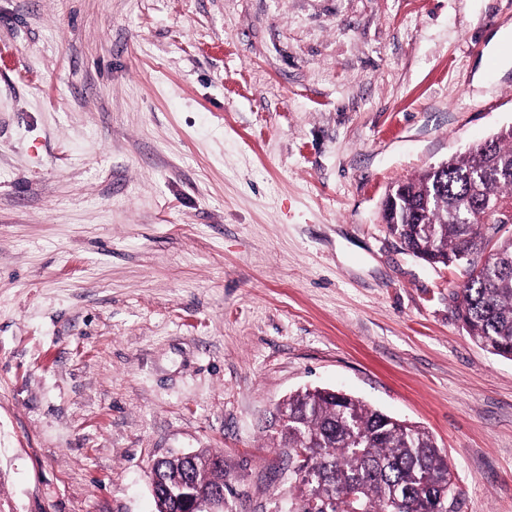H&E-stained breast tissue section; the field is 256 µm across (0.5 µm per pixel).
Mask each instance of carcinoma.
<instances>
[{
  "label": "carcinoma",
  "instance_id": "carcinoma-1",
  "mask_svg": "<svg viewBox=\"0 0 512 512\" xmlns=\"http://www.w3.org/2000/svg\"><path fill=\"white\" fill-rule=\"evenodd\" d=\"M392 191L397 206L383 212L389 232L427 262L470 256L452 293L455 309L476 344L512 359V234H499L494 225L496 208L512 202V133ZM285 403L280 442L302 449L289 454L288 512H304L314 497L326 499L322 512H457L451 466L425 427L329 389L299 391ZM212 461L222 463L224 455L200 451L193 461L158 460L157 512H179L175 498L208 490Z\"/></svg>",
  "mask_w": 512,
  "mask_h": 512
}]
</instances>
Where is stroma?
I'll use <instances>...</instances> for the list:
<instances>
[{"instance_id":"obj_1","label":"stroma","mask_w":512,"mask_h":512,"mask_svg":"<svg viewBox=\"0 0 512 512\" xmlns=\"http://www.w3.org/2000/svg\"><path fill=\"white\" fill-rule=\"evenodd\" d=\"M512 0H0V512H155L224 455L288 512L275 406L421 425L458 512H512V360L409 254L390 187L512 127ZM210 461L221 462L224 465V455L200 451L195 461H182L177 458H163L156 462L155 472L158 477V495L154 498L156 511H180L181 507L172 496H189L194 490L196 493L210 488Z\"/></svg>"}]
</instances>
